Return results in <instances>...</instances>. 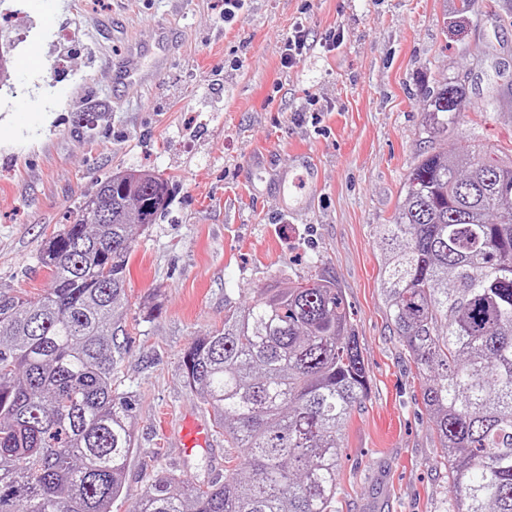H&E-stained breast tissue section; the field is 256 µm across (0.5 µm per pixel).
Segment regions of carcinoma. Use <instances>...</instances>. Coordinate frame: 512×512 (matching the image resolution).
I'll use <instances>...</instances> for the list:
<instances>
[{"label": "carcinoma", "instance_id": "1", "mask_svg": "<svg viewBox=\"0 0 512 512\" xmlns=\"http://www.w3.org/2000/svg\"><path fill=\"white\" fill-rule=\"evenodd\" d=\"M467 93L432 90L425 128L448 135ZM390 223L381 290L422 378L444 448L450 512H512V154L470 138L410 169ZM44 244L51 288L0 293V512H112L135 451L133 401L112 387L128 335L135 227L169 182L113 175ZM187 386L224 436V478L166 472L134 512H339L340 440L367 372L341 289L322 274L265 288L182 356Z\"/></svg>", "mask_w": 512, "mask_h": 512}]
</instances>
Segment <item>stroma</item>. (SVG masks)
<instances>
[{
	"label": "stroma",
	"mask_w": 512,
	"mask_h": 512,
	"mask_svg": "<svg viewBox=\"0 0 512 512\" xmlns=\"http://www.w3.org/2000/svg\"><path fill=\"white\" fill-rule=\"evenodd\" d=\"M503 0H0V291L35 296L50 278L38 256L98 184L150 172L174 187L156 224L137 231L115 375L134 400L136 450L112 512H132L167 471L202 484L224 474V438L186 451L180 427L206 409L181 357L228 309L269 285L319 272L341 289L369 379L341 440L340 512H443L442 454L421 404V380L381 296L384 245L399 192L420 154L477 136L512 149V11ZM303 25L308 50L285 66ZM175 32L151 81L116 89L117 45ZM343 30L342 43L328 42ZM464 79L468 107L453 134L424 131L427 94ZM26 104V119L16 109ZM306 151L313 202L292 216L272 174ZM284 44V62L288 67L299 63L306 51L307 38L304 30L300 27H295L288 33Z\"/></svg>",
	"instance_id": "obj_1"
}]
</instances>
